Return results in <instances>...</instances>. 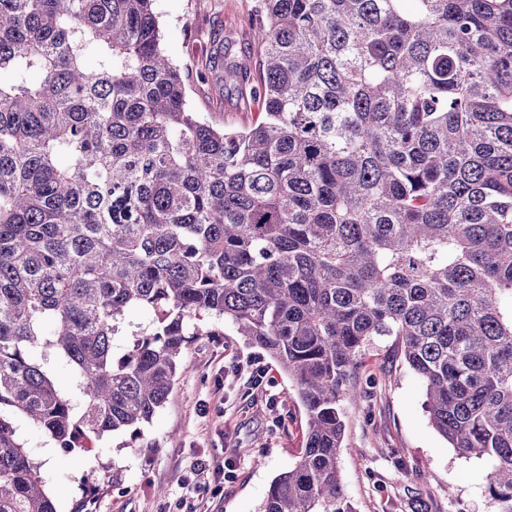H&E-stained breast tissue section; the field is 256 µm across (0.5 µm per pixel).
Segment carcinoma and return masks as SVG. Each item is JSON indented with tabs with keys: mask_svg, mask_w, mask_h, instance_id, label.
Segmentation results:
<instances>
[{
	"mask_svg": "<svg viewBox=\"0 0 512 512\" xmlns=\"http://www.w3.org/2000/svg\"><path fill=\"white\" fill-rule=\"evenodd\" d=\"M255 25L257 83L217 68L264 119L225 129L153 0H0V512H56L15 414L66 452L134 441L208 318L306 417L259 512H351L343 401L382 336L512 512V0H258Z\"/></svg>",
	"mask_w": 512,
	"mask_h": 512,
	"instance_id": "1",
	"label": "carcinoma"
}]
</instances>
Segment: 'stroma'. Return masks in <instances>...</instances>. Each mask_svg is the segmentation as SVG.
<instances>
[{
	"instance_id": "obj_1",
	"label": "stroma",
	"mask_w": 512,
	"mask_h": 512,
	"mask_svg": "<svg viewBox=\"0 0 512 512\" xmlns=\"http://www.w3.org/2000/svg\"><path fill=\"white\" fill-rule=\"evenodd\" d=\"M256 0H154L161 48L178 65L195 111L214 125L239 128L254 122L262 105L221 90L211 68L225 40L251 59L257 40L251 25ZM208 333L189 347L168 402L145 432L144 446L105 438L77 455L59 448L24 416L19 435L43 471L58 512H73L84 475L101 463L113 475L99 477L94 512H177L196 494L182 475L210 455L229 465L234 479L212 512H258L271 482L305 446L304 413L277 363L245 344L228 323L210 320ZM376 339L364 352L356 379L363 392L345 404L339 469L353 512H494L485 495L486 460L460 457L432 426L421 380L392 349ZM263 366L260 386L237 376L232 362Z\"/></svg>"
}]
</instances>
